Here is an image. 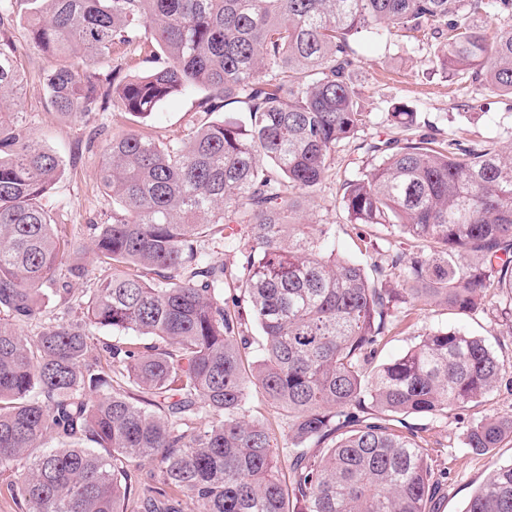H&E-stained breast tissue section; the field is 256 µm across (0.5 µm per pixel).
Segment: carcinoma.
<instances>
[{"instance_id":"carcinoma-1","label":"carcinoma","mask_w":512,"mask_h":512,"mask_svg":"<svg viewBox=\"0 0 512 512\" xmlns=\"http://www.w3.org/2000/svg\"><path fill=\"white\" fill-rule=\"evenodd\" d=\"M491 5L512 15V0H0V475L20 512H430L442 475L395 424L491 394L500 359L455 330L376 358L422 301L512 306V150L426 136L367 148L370 170L343 185L350 221L435 244L389 256L402 288L379 286L336 254L329 225L302 218L336 143L367 122L351 42L429 28L445 40L443 69L512 95V25L490 41L472 23ZM23 10L37 52L78 59L46 72L62 115L111 100L147 118L199 90L202 112L237 105L180 142L131 132L104 149L100 178L120 208L93 225L112 276L87 317L132 334L123 342L14 324L43 312L41 287L82 251L44 204L63 162L24 133L25 74L7 36ZM143 39L164 60L121 76L114 47ZM391 117L412 127L417 112ZM232 224L251 246H232ZM218 239L232 264L206 253ZM253 386L284 441L248 417ZM49 434L59 446L44 447ZM509 437L512 417L485 418L466 445L485 455ZM141 460L153 466L135 476ZM462 512H512V463Z\"/></svg>"}]
</instances>
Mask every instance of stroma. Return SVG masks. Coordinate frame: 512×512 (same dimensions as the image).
Returning a JSON list of instances; mask_svg holds the SVG:
<instances>
[{
	"mask_svg": "<svg viewBox=\"0 0 512 512\" xmlns=\"http://www.w3.org/2000/svg\"><path fill=\"white\" fill-rule=\"evenodd\" d=\"M15 54L26 72V94L21 107L28 127L36 139L56 150L63 160V171L51 191L47 204L55 224L66 233L91 242L92 225L112 214V198L99 180L103 149L115 135L138 132L159 141L184 140L203 123L209 113L199 111V94L168 100L151 116L140 119L118 106L88 115L64 116L51 107L43 75L53 65L28 44L22 26L10 32ZM357 59L352 81L360 93L368 119L357 139L337 144L331 166L310 201L306 223L332 227L336 247L343 255L365 267L385 265L389 254L412 252L410 241L388 233L379 224L351 223L341 203L344 182L360 177L372 164L365 144L388 138H418L430 135L440 139H491L512 147V96L493 92L483 82L460 81L452 72L441 69L438 57L443 50L433 35L400 41L381 38L354 43ZM405 104L417 113V123L399 128L391 121L394 106ZM86 267L82 279L70 283L68 305H56L44 285L45 308L41 316L18 322L21 335H37L46 324L65 319L81 324L95 344L109 343L116 334L84 319V306L99 279L110 269L96 261L93 253L80 258ZM457 329L478 336L503 363L501 380L489 396L462 410L436 416H407L405 422L423 439V446L436 470L445 477L432 505L433 512H462L470 496L501 464L512 461V441L504 440L487 455L472 454L466 446L470 425L485 417L512 416V321L495 306L483 305L461 314L435 304L422 305L397 329L388 333L381 359L402 354L437 329Z\"/></svg>",
	"mask_w": 512,
	"mask_h": 512,
	"instance_id": "obj_1",
	"label": "stroma"
}]
</instances>
